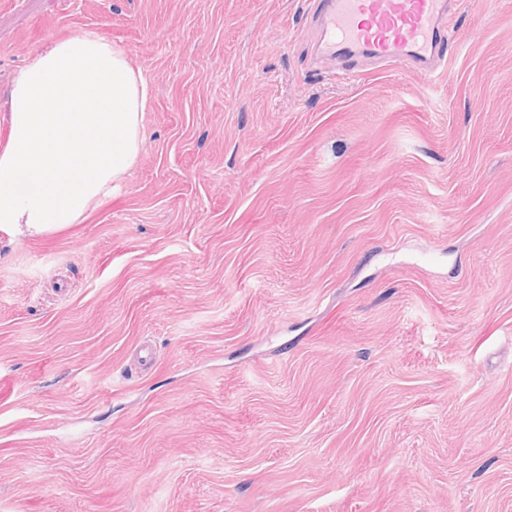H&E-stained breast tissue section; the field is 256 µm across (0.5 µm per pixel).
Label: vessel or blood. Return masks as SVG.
I'll return each instance as SVG.
<instances>
[{
  "mask_svg": "<svg viewBox=\"0 0 512 512\" xmlns=\"http://www.w3.org/2000/svg\"><path fill=\"white\" fill-rule=\"evenodd\" d=\"M454 0H319L327 57L359 54L435 70L443 60Z\"/></svg>",
  "mask_w": 512,
  "mask_h": 512,
  "instance_id": "obj_1",
  "label": "vessel or blood"
}]
</instances>
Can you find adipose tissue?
Segmentation results:
<instances>
[{"label": "adipose tissue", "mask_w": 512, "mask_h": 512, "mask_svg": "<svg viewBox=\"0 0 512 512\" xmlns=\"http://www.w3.org/2000/svg\"><path fill=\"white\" fill-rule=\"evenodd\" d=\"M149 83L87 30L20 69L0 146V232L39 236L80 223L137 163Z\"/></svg>", "instance_id": "1"}]
</instances>
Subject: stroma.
I'll return each instance as SVG.
<instances>
[{
    "label": "stroma",
    "instance_id": "stroma-1",
    "mask_svg": "<svg viewBox=\"0 0 512 512\" xmlns=\"http://www.w3.org/2000/svg\"><path fill=\"white\" fill-rule=\"evenodd\" d=\"M316 0H0L152 87L120 193L0 233V512H512V0L328 60Z\"/></svg>",
    "mask_w": 512,
    "mask_h": 512
}]
</instances>
